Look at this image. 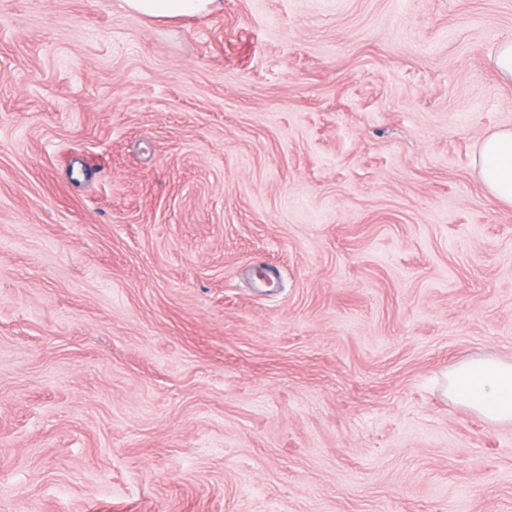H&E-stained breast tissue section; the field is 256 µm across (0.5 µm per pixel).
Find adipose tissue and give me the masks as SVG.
Instances as JSON below:
<instances>
[{
  "instance_id": "adipose-tissue-1",
  "label": "adipose tissue",
  "mask_w": 512,
  "mask_h": 512,
  "mask_svg": "<svg viewBox=\"0 0 512 512\" xmlns=\"http://www.w3.org/2000/svg\"><path fill=\"white\" fill-rule=\"evenodd\" d=\"M131 13L164 20L212 12L219 0H124ZM474 170L486 191L512 206V128L488 135L478 146ZM448 396L497 425L512 424V362L494 357L469 359L448 375Z\"/></svg>"
}]
</instances>
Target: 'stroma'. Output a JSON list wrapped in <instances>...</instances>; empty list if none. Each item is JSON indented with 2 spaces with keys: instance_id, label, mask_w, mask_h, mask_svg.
<instances>
[{
  "instance_id": "stroma-1",
  "label": "stroma",
  "mask_w": 512,
  "mask_h": 512,
  "mask_svg": "<svg viewBox=\"0 0 512 512\" xmlns=\"http://www.w3.org/2000/svg\"><path fill=\"white\" fill-rule=\"evenodd\" d=\"M512 0H0V512H512ZM133 14L164 20L184 16H201L212 12L219 0H124ZM474 170L497 202L512 206V128L497 130L479 144ZM448 397L497 425L512 424V362L471 358L448 374Z\"/></svg>"
}]
</instances>
